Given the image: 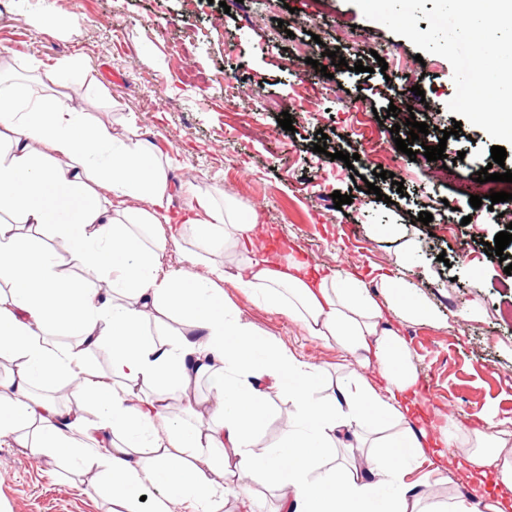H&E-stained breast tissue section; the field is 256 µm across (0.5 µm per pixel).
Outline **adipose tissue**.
Listing matches in <instances>:
<instances>
[{
	"label": "adipose tissue",
	"mask_w": 512,
	"mask_h": 512,
	"mask_svg": "<svg viewBox=\"0 0 512 512\" xmlns=\"http://www.w3.org/2000/svg\"><path fill=\"white\" fill-rule=\"evenodd\" d=\"M163 162L140 140L114 141L62 97L46 98L24 83L0 82V446L41 459L66 455L94 473L95 495L112 512H261L249 491L255 478L280 492L277 512H369L381 485L391 492L383 512H423V495L407 481V459L429 447L458 451L471 476L492 471L497 492L455 497L445 512H512V438L483 429L434 437L402 433L362 466L334 458L339 433L408 417L417 385L412 352L389 321H413L428 310L415 288L385 279L375 297L355 274L311 275L295 254L272 256L256 212L204 201L174 219ZM111 202H104L103 193ZM180 221L195 249L190 266L162 272L166 240L144 227ZM232 251L235 270L218 262ZM73 255L85 277L65 275ZM299 322L309 336L334 342L357 362L377 366L382 391L358 373L335 394H318L322 372L290 350L260 339L224 297L225 282ZM175 315L184 332H152L151 319ZM69 343H59V336ZM108 350L111 377L99 379L87 353ZM207 380L206 403L190 400ZM62 381L71 400L45 394ZM187 397L195 422L171 418L166 397ZM287 394L296 412L278 442L255 452V433L271 393ZM96 410L94 421L85 406ZM228 481L212 477L214 466Z\"/></svg>",
	"instance_id": "ef3b65f1"
}]
</instances>
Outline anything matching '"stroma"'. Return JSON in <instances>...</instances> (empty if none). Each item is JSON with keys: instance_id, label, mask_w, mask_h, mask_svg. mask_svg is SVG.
<instances>
[{"instance_id": "1", "label": "stroma", "mask_w": 512, "mask_h": 512, "mask_svg": "<svg viewBox=\"0 0 512 512\" xmlns=\"http://www.w3.org/2000/svg\"><path fill=\"white\" fill-rule=\"evenodd\" d=\"M45 7L62 34L32 25ZM333 50L345 65L332 66ZM382 60L388 69L380 73ZM358 63L363 71L353 72ZM0 74L67 95L115 139L137 138L170 160L173 211L228 195L311 266L340 275L358 269L372 291L387 272L413 282L432 313L401 325L420 407L461 431L512 432V317L502 315L512 288L498 257L486 254L504 226L487 207L473 208L458 185L473 179L472 162L491 163L493 141L468 122L462 138H444L455 94L447 59L419 54L352 0H329L323 13L314 0H271L259 14L249 0H0ZM410 83L422 87L425 104L411 106ZM285 112L293 131L278 124ZM411 116L429 126L428 143L445 142L454 179L436 182L423 162L397 150L392 129ZM322 132L327 151L319 154L313 146ZM336 151L360 159L349 168L333 159ZM379 168L393 179H376ZM366 181L379 194L362 190ZM336 191L350 203L335 207ZM423 211L430 224L419 222ZM408 249L426 251L427 262L403 261ZM224 293L261 338L322 370V395L358 368L335 343L308 336L252 294L230 283ZM475 305L483 318L466 321ZM398 431L358 429L352 441H337L336 460L360 462L376 437ZM407 479L428 484L439 503L463 491L450 465L416 460ZM90 480L73 463L0 447V512H112Z\"/></svg>"}]
</instances>
